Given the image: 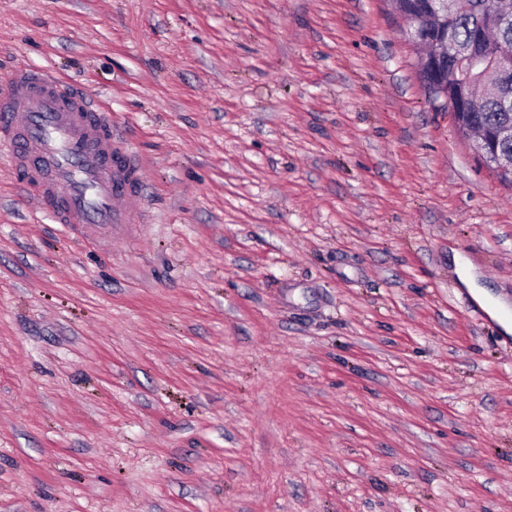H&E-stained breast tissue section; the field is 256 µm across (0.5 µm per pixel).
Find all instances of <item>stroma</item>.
Here are the masks:
<instances>
[{"instance_id": "1", "label": "stroma", "mask_w": 512, "mask_h": 512, "mask_svg": "<svg viewBox=\"0 0 512 512\" xmlns=\"http://www.w3.org/2000/svg\"><path fill=\"white\" fill-rule=\"evenodd\" d=\"M392 0H0L141 167L123 238L0 155V512H512V185ZM460 282L469 289L473 297L481 303L493 317L497 316L499 310L504 309L503 305L488 297L475 283V275L471 271L461 272L459 270Z\"/></svg>"}]
</instances>
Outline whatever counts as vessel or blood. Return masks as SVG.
<instances>
[{"instance_id":"obj_1","label":"vessel or blood","mask_w":512,"mask_h":512,"mask_svg":"<svg viewBox=\"0 0 512 512\" xmlns=\"http://www.w3.org/2000/svg\"><path fill=\"white\" fill-rule=\"evenodd\" d=\"M10 82L0 92V148L54 223L108 237L135 223L138 166L92 96L45 68L19 69Z\"/></svg>"}]
</instances>
